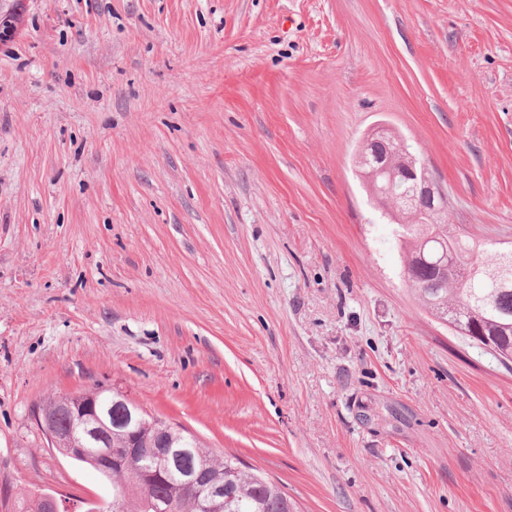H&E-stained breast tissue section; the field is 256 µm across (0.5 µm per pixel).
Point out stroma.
<instances>
[{"label":"stroma","instance_id":"obj_1","mask_svg":"<svg viewBox=\"0 0 512 512\" xmlns=\"http://www.w3.org/2000/svg\"><path fill=\"white\" fill-rule=\"evenodd\" d=\"M0 44V512L115 487L39 404L104 383L299 512H512V371L403 281L384 123L512 242V0H27Z\"/></svg>","mask_w":512,"mask_h":512}]
</instances>
